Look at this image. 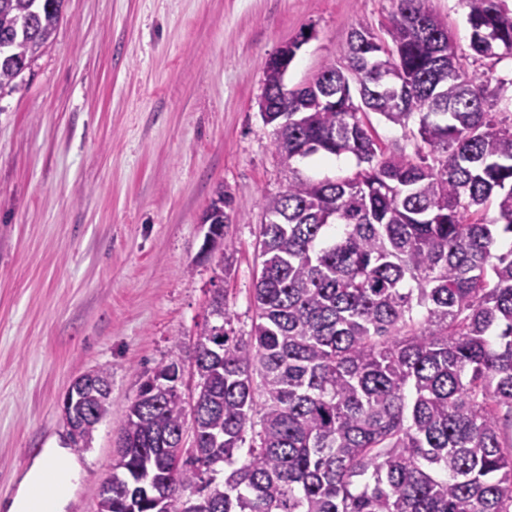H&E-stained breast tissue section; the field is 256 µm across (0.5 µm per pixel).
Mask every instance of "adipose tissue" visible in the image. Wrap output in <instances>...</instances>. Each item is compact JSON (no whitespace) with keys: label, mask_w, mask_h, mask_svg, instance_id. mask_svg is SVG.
Listing matches in <instances>:
<instances>
[{"label":"adipose tissue","mask_w":512,"mask_h":512,"mask_svg":"<svg viewBox=\"0 0 512 512\" xmlns=\"http://www.w3.org/2000/svg\"><path fill=\"white\" fill-rule=\"evenodd\" d=\"M80 466L67 449L47 448L34 460L23 477L7 512H66L68 491L79 476ZM53 484V493H46V484Z\"/></svg>","instance_id":"adipose-tissue-1"}]
</instances>
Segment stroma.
Masks as SVG:
<instances>
[{
    "instance_id": "35a3bbf8",
    "label": "stroma",
    "mask_w": 512,
    "mask_h": 512,
    "mask_svg": "<svg viewBox=\"0 0 512 512\" xmlns=\"http://www.w3.org/2000/svg\"><path fill=\"white\" fill-rule=\"evenodd\" d=\"M468 70L489 86L512 59H474L459 0H427ZM391 0H64L56 32L30 69L0 90V506L34 458L69 445L61 404L72 381L105 368L100 422L67 512H98L118 430L154 368L189 371L210 301L223 289L231 327L249 336L255 249L265 196L291 176L334 180L353 157L282 167L259 102L265 63L301 40L285 77L305 86L342 57L349 32L381 33ZM386 151L414 154L417 120L364 115ZM235 199L237 250L202 252L201 219L218 192Z\"/></svg>"
}]
</instances>
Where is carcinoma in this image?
<instances>
[{
    "instance_id": "obj_1",
    "label": "carcinoma",
    "mask_w": 512,
    "mask_h": 512,
    "mask_svg": "<svg viewBox=\"0 0 512 512\" xmlns=\"http://www.w3.org/2000/svg\"><path fill=\"white\" fill-rule=\"evenodd\" d=\"M63 2L0 0V89L49 43ZM460 2L472 55L511 57L504 0ZM392 3V59L361 26L301 89L265 67L280 164L322 152L357 170L265 198L255 320L234 335L214 291L187 457L179 366L161 363L128 408L98 512H512V122L487 106L506 82L490 91L465 69L425 0ZM365 109L418 117L415 156L384 152ZM92 374L78 451L110 412V375Z\"/></svg>"
}]
</instances>
